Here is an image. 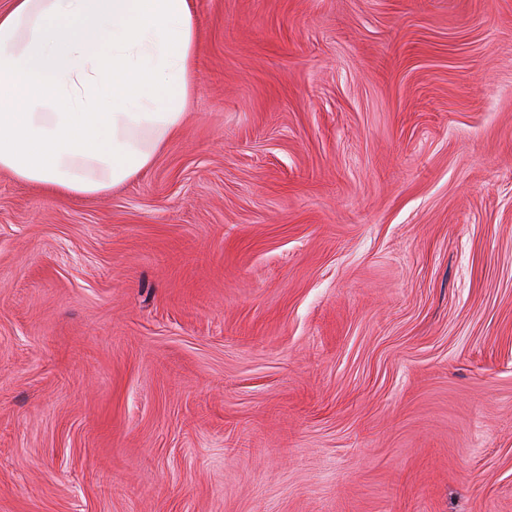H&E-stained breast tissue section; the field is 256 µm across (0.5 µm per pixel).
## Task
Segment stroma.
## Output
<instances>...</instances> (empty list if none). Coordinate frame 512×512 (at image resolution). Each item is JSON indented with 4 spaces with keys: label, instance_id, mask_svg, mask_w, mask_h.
I'll use <instances>...</instances> for the list:
<instances>
[{
    "label": "stroma",
    "instance_id": "1",
    "mask_svg": "<svg viewBox=\"0 0 512 512\" xmlns=\"http://www.w3.org/2000/svg\"><path fill=\"white\" fill-rule=\"evenodd\" d=\"M123 186L0 171V512H512V0H192Z\"/></svg>",
    "mask_w": 512,
    "mask_h": 512
}]
</instances>
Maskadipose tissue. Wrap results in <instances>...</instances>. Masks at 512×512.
I'll return each mask as SVG.
<instances>
[{
  "label": "adipose tissue",
  "mask_w": 512,
  "mask_h": 512,
  "mask_svg": "<svg viewBox=\"0 0 512 512\" xmlns=\"http://www.w3.org/2000/svg\"><path fill=\"white\" fill-rule=\"evenodd\" d=\"M190 0H11L0 10V171L72 196L120 186L182 128Z\"/></svg>",
  "instance_id": "adipose-tissue-1"
}]
</instances>
